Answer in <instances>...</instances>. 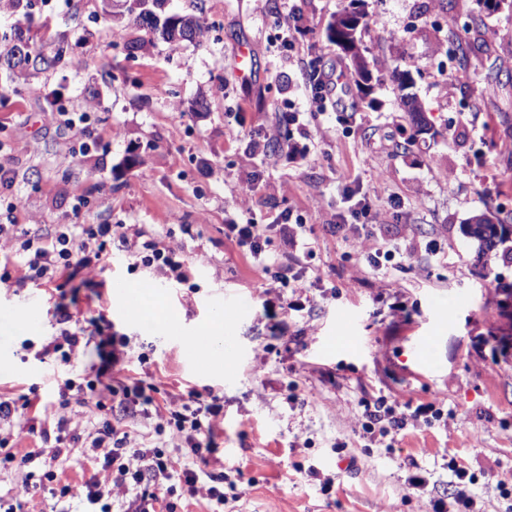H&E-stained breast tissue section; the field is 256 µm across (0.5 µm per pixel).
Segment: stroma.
Wrapping results in <instances>:
<instances>
[{
    "mask_svg": "<svg viewBox=\"0 0 512 512\" xmlns=\"http://www.w3.org/2000/svg\"><path fill=\"white\" fill-rule=\"evenodd\" d=\"M349 0H167L171 13L193 14L199 40L169 43L137 28L128 0H32L0 11V35L23 32L50 49L68 37V65L12 75L0 65V162L15 172L0 194V223L32 235L58 224H115L144 229L189 265L172 284L113 253L103 268L82 271L64 287L23 280L17 237H0V260L13 282L0 284V399L36 393L57 401L61 372L54 345L66 304L86 327L84 364L67 392L71 434L80 438L61 467L78 512L84 486L99 467L88 445L103 421L129 435L128 445L162 444L187 456L181 438H156L155 412L98 409L85 397L103 360L118 357L128 377L156 401L217 395L209 469L224 475V512H512V239L491 251L465 235L483 209L512 225V4L483 0H365L383 27L362 36L369 84L346 75V109L328 107L310 125L311 159L279 158L284 130L266 140L278 109L305 112L301 74L281 50L279 17L296 11L308 27L299 57L347 67L326 33ZM470 25L489 49L470 61L467 85L454 79L448 32ZM133 40L143 46L128 54ZM411 72L414 91L436 135L405 145L410 125L398 105L394 71ZM60 108L88 117L82 139L47 121L46 93ZM355 180L385 215L371 240L439 241L449 261L416 253L389 277L373 275L355 243L331 230L343 207L338 179ZM404 206L387 213L390 195ZM305 216L299 240L313 250L304 311L268 316L290 296L269 288L252 260L224 236L228 224L275 225L271 259L286 249L285 210ZM144 286L175 325L153 316L130 321L113 279ZM231 322L235 351L223 367L193 369L178 337L216 312ZM355 323L341 336L342 318ZM125 336L128 346L115 344ZM431 404L442 416L410 421L392 442L363 431L362 400L378 396ZM44 413L0 427L18 452L44 447ZM476 478L470 506L456 502L449 461ZM425 484L412 488L409 478ZM0 502L24 512H58L50 486L25 471L0 468Z\"/></svg>",
    "mask_w": 512,
    "mask_h": 512,
    "instance_id": "1",
    "label": "stroma"
}]
</instances>
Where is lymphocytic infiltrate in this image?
Instances as JSON below:
<instances>
[{"instance_id": "obj_1", "label": "lymphocytic infiltrate", "mask_w": 512, "mask_h": 512, "mask_svg": "<svg viewBox=\"0 0 512 512\" xmlns=\"http://www.w3.org/2000/svg\"><path fill=\"white\" fill-rule=\"evenodd\" d=\"M344 192L349 206L337 213L333 232L344 239H368L371 223L378 218L371 200L359 196L357 189L349 183L345 184ZM273 230L270 224H228L224 227V235L250 255L261 273L272 275L281 287H305L308 272L306 259L312 254L311 247H304L299 254H287L284 262L270 266L264 252ZM116 246L134 256L138 264L177 283H185L188 279L185 261L167 249L158 238L141 229L130 237L118 235L109 224H60L53 234L25 238L21 250L26 277L47 282L73 277L77 271L96 268ZM364 407L367 434L376 433L385 437L405 426L408 415L398 403L390 404L380 399L373 403L365 402ZM67 408L68 402L63 399L53 412L56 431L54 446L21 454L9 448L7 440L0 439V463L20 469L40 470L43 480L56 482L57 473L51 464L66 460L69 456L64 444V433L69 423ZM219 411L216 401L195 392L186 402L168 405L167 423L184 437L193 455L198 457L202 454V443L208 439L211 431L204 418ZM90 445L104 451L99 464L105 477L87 484L82 512H111L109 498L116 485H126L134 491L121 512H157L160 493L168 483L178 482L187 493L193 495L197 492L198 484L209 477L205 468L167 455L159 447H128L126 437L120 436L118 430L107 421L97 429Z\"/></svg>"}]
</instances>
